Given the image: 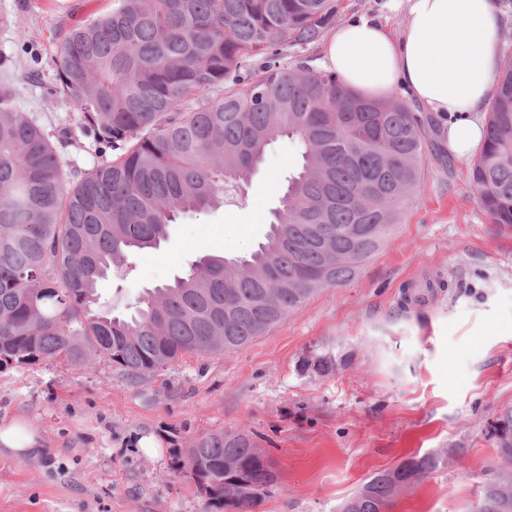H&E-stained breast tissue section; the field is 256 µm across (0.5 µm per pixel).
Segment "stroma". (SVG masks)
Listing matches in <instances>:
<instances>
[{
  "label": "stroma",
  "mask_w": 512,
  "mask_h": 512,
  "mask_svg": "<svg viewBox=\"0 0 512 512\" xmlns=\"http://www.w3.org/2000/svg\"><path fill=\"white\" fill-rule=\"evenodd\" d=\"M111 6L0 0L13 20L0 26V83L46 132L71 129L67 171L92 170L105 148L77 129L82 106L57 88L54 33ZM363 16L396 35L406 12L340 0L337 23ZM471 164L428 153L416 199L359 275L238 351L186 355L140 378L63 357L0 371V422L28 421L43 445L23 459L0 450V512H236L178 468L195 438L222 430L250 434L274 464L253 512H338L374 474L430 454L439 467L391 512H479L503 467L493 425L512 409V230L480 206ZM301 165L297 141H273L234 202L170 224L132 271L100 281L101 303L124 313L200 255H249Z\"/></svg>",
  "instance_id": "35a3bbf8"
}]
</instances>
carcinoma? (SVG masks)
<instances>
[{
  "instance_id": "carcinoma-1",
  "label": "carcinoma",
  "mask_w": 512,
  "mask_h": 512,
  "mask_svg": "<svg viewBox=\"0 0 512 512\" xmlns=\"http://www.w3.org/2000/svg\"><path fill=\"white\" fill-rule=\"evenodd\" d=\"M339 0H112V10L55 39L60 91L85 104L84 134L112 148L66 173L49 135L0 88V369L64 356L105 359L131 377L185 354L234 352L321 288L352 281L385 244L420 186L433 143L395 96L365 98L288 49L319 41ZM279 137L304 146L265 242L249 256L206 254L153 288L128 315L97 286L167 227L224 204ZM470 179L491 222L512 229V54L500 67L485 147ZM493 434L512 461V410ZM409 458L369 479L339 512H389L437 468ZM187 476L250 512L275 481L246 433L214 432L187 449ZM481 512H512V468Z\"/></svg>"
}]
</instances>
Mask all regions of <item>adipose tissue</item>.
Masks as SVG:
<instances>
[{
  "mask_svg": "<svg viewBox=\"0 0 512 512\" xmlns=\"http://www.w3.org/2000/svg\"><path fill=\"white\" fill-rule=\"evenodd\" d=\"M406 22L392 36L374 17L341 25L321 66L373 98L406 88L414 104L449 117L448 152L479 154L481 117L501 65V24L492 0H403Z\"/></svg>",
  "mask_w": 512,
  "mask_h": 512,
  "instance_id": "adipose-tissue-1",
  "label": "adipose tissue"
}]
</instances>
